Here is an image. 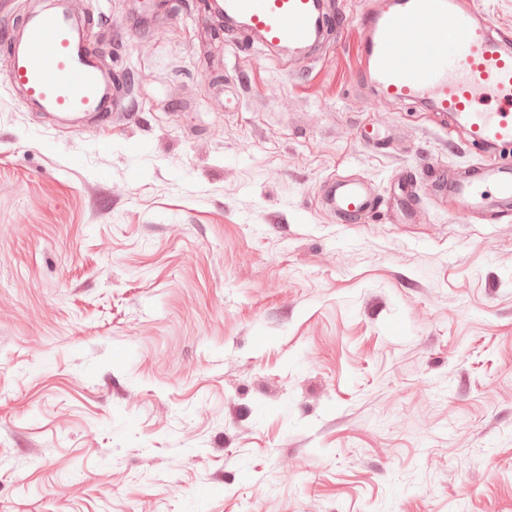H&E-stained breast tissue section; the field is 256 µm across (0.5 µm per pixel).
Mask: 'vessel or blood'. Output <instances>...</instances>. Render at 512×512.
Returning <instances> with one entry per match:
<instances>
[{
  "mask_svg": "<svg viewBox=\"0 0 512 512\" xmlns=\"http://www.w3.org/2000/svg\"><path fill=\"white\" fill-rule=\"evenodd\" d=\"M229 27L259 43L310 57L329 41L330 9L340 0H216ZM358 85L380 98L408 102L463 126L472 144L512 146V30L492 26L474 0H376L359 17ZM10 83L50 112L107 113L120 99L107 83L64 6L26 18L8 61ZM450 190L469 208L488 193L512 205V168L481 169L452 178ZM330 211L364 219L376 198L364 182H331L323 195Z\"/></svg>",
  "mask_w": 512,
  "mask_h": 512,
  "instance_id": "vessel-or-blood-1",
  "label": "vessel or blood"
}]
</instances>
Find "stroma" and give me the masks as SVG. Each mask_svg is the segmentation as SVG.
Segmentation results:
<instances>
[{
  "label": "stroma",
  "instance_id": "1",
  "mask_svg": "<svg viewBox=\"0 0 512 512\" xmlns=\"http://www.w3.org/2000/svg\"><path fill=\"white\" fill-rule=\"evenodd\" d=\"M342 2L298 60L82 0L117 121L33 109L0 41V512H512V210L431 180L512 148L356 84ZM326 208L342 219H363L375 207L376 198L364 182L354 179L333 180L323 195Z\"/></svg>",
  "mask_w": 512,
  "mask_h": 512
}]
</instances>
